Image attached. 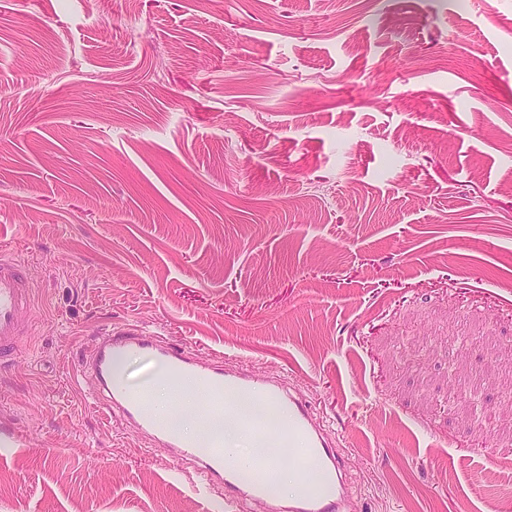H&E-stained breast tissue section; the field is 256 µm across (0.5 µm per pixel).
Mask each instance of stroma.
Here are the masks:
<instances>
[{
    "label": "stroma",
    "instance_id": "stroma-1",
    "mask_svg": "<svg viewBox=\"0 0 512 512\" xmlns=\"http://www.w3.org/2000/svg\"><path fill=\"white\" fill-rule=\"evenodd\" d=\"M0 249V512H225L85 399L116 327L294 386L359 512H512V0H0ZM34 283L25 267L11 253L0 250V361L14 360L22 353L28 336V316L34 307Z\"/></svg>",
    "mask_w": 512,
    "mask_h": 512
}]
</instances>
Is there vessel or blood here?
Returning a JSON list of instances; mask_svg holds the SVG:
<instances>
[{
	"label": "vessel or blood",
	"instance_id": "1",
	"mask_svg": "<svg viewBox=\"0 0 512 512\" xmlns=\"http://www.w3.org/2000/svg\"><path fill=\"white\" fill-rule=\"evenodd\" d=\"M33 307L34 284L25 267L1 249L0 361L20 354ZM142 353L201 385L206 407L190 414L199 427L196 438L184 436L174 423L156 417L142 392L113 382L114 362ZM78 372L86 396L106 413H120L132 423L147 448H168L181 459L200 462L201 475L194 483L200 493L208 495L223 487L257 502L268 501L265 477L279 465L276 449L284 448L299 468L315 469L314 476L293 495L288 512H352L336 448L314 423L309 402L286 384L225 369L219 358L201 362L187 346L130 328L99 332L92 350L80 357ZM231 414L237 415L239 425L252 430L254 439L247 459L234 466L225 463L224 450L213 434L214 423Z\"/></svg>",
	"mask_w": 512,
	"mask_h": 512
}]
</instances>
